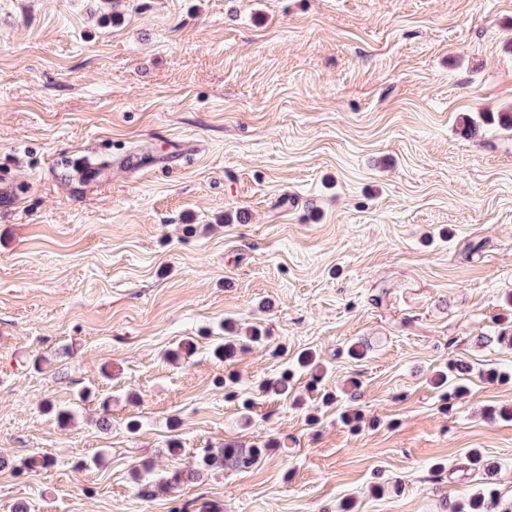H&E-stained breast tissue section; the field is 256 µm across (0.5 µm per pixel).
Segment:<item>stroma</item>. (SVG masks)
I'll use <instances>...</instances> for the list:
<instances>
[{
  "label": "stroma",
  "instance_id": "stroma-1",
  "mask_svg": "<svg viewBox=\"0 0 512 512\" xmlns=\"http://www.w3.org/2000/svg\"><path fill=\"white\" fill-rule=\"evenodd\" d=\"M510 39L512 0H0V512H445L488 485L512 512V420L484 417L512 380L480 377H512ZM66 154L110 167L71 183ZM227 319L268 348L214 357ZM305 350L321 389L258 393ZM227 443L265 452L143 495ZM466 366L457 361L450 362L446 371H439L437 374L436 384L443 387L441 394L442 409L450 411L454 401L460 398L465 391V386L460 383L462 376L466 373Z\"/></svg>",
  "mask_w": 512,
  "mask_h": 512
}]
</instances>
